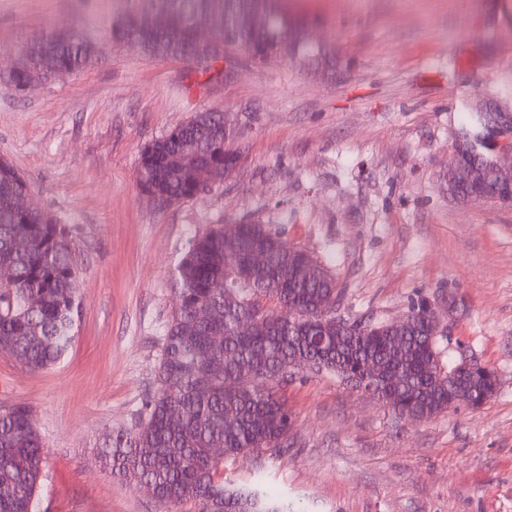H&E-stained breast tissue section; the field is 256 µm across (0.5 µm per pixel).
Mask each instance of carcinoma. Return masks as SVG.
I'll list each match as a JSON object with an SVG mask.
<instances>
[{
    "label": "carcinoma",
    "mask_w": 512,
    "mask_h": 512,
    "mask_svg": "<svg viewBox=\"0 0 512 512\" xmlns=\"http://www.w3.org/2000/svg\"><path fill=\"white\" fill-rule=\"evenodd\" d=\"M297 23L281 0H130L112 27L150 55L196 61L212 78L226 42L262 49L254 56L259 62L282 50L311 54L292 38ZM200 26L212 31L213 45L196 40ZM95 53L83 32H55L29 43L25 66L11 67L7 77L17 86L30 67L43 79L55 78L85 67ZM460 135L458 148L469 161L489 168L492 132L478 113L469 115ZM238 160L224 140V113L197 112L143 147L137 182L180 202L196 197L197 165ZM26 193L12 163L0 159V266L13 272L0 284V352L39 372L54 366L72 343L78 283L65 225L34 205L19 210L16 200ZM19 238L29 242L23 252L15 247ZM258 249L268 261L264 276L253 277L248 264ZM174 285L179 306L164 332L160 389L147 403L145 422L100 455L112 474L152 485L165 506L192 501L199 512H288L255 490L227 487L218 467L224 456L284 443L292 415L282 384L290 371L372 385L392 410L418 421L447 411L461 391L476 410L497 390L485 369L461 368L457 361L439 367L436 336L420 300L410 306L412 320L399 340L389 324L370 319L321 323L320 313L341 303L344 289L306 252L255 220H242L234 248L219 228L195 237L175 269ZM202 306L212 318L199 317ZM242 318L254 323L248 333L239 330ZM44 464L31 410L22 404L0 410V512H37Z\"/></svg>",
    "instance_id": "cac0c4a2"
}]
</instances>
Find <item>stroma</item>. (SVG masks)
Masks as SVG:
<instances>
[{
	"mask_svg": "<svg viewBox=\"0 0 512 512\" xmlns=\"http://www.w3.org/2000/svg\"><path fill=\"white\" fill-rule=\"evenodd\" d=\"M316 57L255 62L225 45L208 80L106 32L125 0H0V157L64 224L78 280L74 341L52 368L0 355V408L29 407L46 457L38 512H160L97 451L142 424L160 386L175 268L191 240L248 217L326 265L342 316L457 309L441 359L499 376L480 409L404 421L335 375L284 393L288 440L225 458L226 484L293 512H512V205L464 203L446 170L476 108L512 103V0H286ZM79 27L81 70L27 93L6 79L32 40ZM232 121L237 168L165 207L137 184L142 148L194 113Z\"/></svg>",
	"mask_w": 512,
	"mask_h": 512,
	"instance_id": "1",
	"label": "stroma"
}]
</instances>
